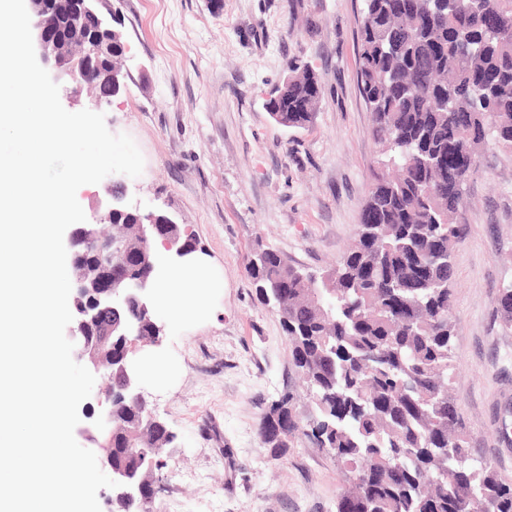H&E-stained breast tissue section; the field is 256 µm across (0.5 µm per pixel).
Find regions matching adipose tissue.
Listing matches in <instances>:
<instances>
[{"instance_id": "adipose-tissue-1", "label": "adipose tissue", "mask_w": 512, "mask_h": 512, "mask_svg": "<svg viewBox=\"0 0 512 512\" xmlns=\"http://www.w3.org/2000/svg\"><path fill=\"white\" fill-rule=\"evenodd\" d=\"M153 312L173 329L205 319L212 313L210 300L224 282L210 259L193 252L173 258L162 242H155Z\"/></svg>"}]
</instances>
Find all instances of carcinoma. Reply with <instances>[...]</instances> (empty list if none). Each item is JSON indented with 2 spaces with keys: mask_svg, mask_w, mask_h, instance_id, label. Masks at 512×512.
Segmentation results:
<instances>
[{
  "mask_svg": "<svg viewBox=\"0 0 512 512\" xmlns=\"http://www.w3.org/2000/svg\"><path fill=\"white\" fill-rule=\"evenodd\" d=\"M356 75L378 158L355 243L319 273L262 244L248 263L312 403L303 421L282 396L258 436L275 457L301 436L325 449L348 480L336 512H512V486L466 446L448 379L457 216L473 172L448 157L512 152V0H361ZM321 98L315 71L298 66L268 109L307 128ZM135 223L112 221L131 250ZM498 306L512 329V281ZM147 409L114 402V462L146 467L133 449ZM152 440L162 480L166 444Z\"/></svg>",
  "mask_w": 512,
  "mask_h": 512,
  "instance_id": "carcinoma-1",
  "label": "carcinoma"
}]
</instances>
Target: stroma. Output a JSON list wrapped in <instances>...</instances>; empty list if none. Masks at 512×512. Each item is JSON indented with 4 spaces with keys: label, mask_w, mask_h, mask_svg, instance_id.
I'll use <instances>...</instances> for the list:
<instances>
[{
    "label": "stroma",
    "mask_w": 512,
    "mask_h": 512,
    "mask_svg": "<svg viewBox=\"0 0 512 512\" xmlns=\"http://www.w3.org/2000/svg\"><path fill=\"white\" fill-rule=\"evenodd\" d=\"M128 47L126 89L102 106L133 138L141 176L119 175L127 201L169 213L214 261L224 290L212 315L165 332L171 370L143 382L175 433L152 512H336L347 481L307 438L274 458L257 435L271 404L311 403L274 310L247 272L256 243L311 271L356 237L377 148L357 85L361 0H110ZM322 88L313 125L289 129L266 109L292 66ZM452 284L455 357L448 371L467 446L512 484V330L498 290L512 280V153L483 151L467 184Z\"/></svg>",
    "instance_id": "obj_1"
}]
</instances>
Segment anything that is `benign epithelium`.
I'll list each match as a JSON object with an SVG mask.
<instances>
[{
    "label": "benign epithelium",
    "instance_id": "benign-epithelium-1",
    "mask_svg": "<svg viewBox=\"0 0 512 512\" xmlns=\"http://www.w3.org/2000/svg\"><path fill=\"white\" fill-rule=\"evenodd\" d=\"M66 4L60 34L52 36L49 27L58 2ZM30 19L33 43L41 62L56 71L59 81L69 83L72 92L88 91L94 105L101 107L111 102L121 86L126 73L120 67L100 71L89 80L84 63L112 51V40L120 39L113 29V14L108 0H30ZM96 21L107 38L99 39L89 32L90 21ZM109 199L98 219V224L112 223V213L123 205V191L107 187ZM145 223L140 225L145 246L134 263L141 266L156 265L153 244L160 240L167 250L181 257L184 245L172 232L175 221L160 211L144 212ZM70 264L75 271L76 296L73 320L68 327V337L74 343L73 355L91 372L107 379L118 374L122 378L119 394L144 402V392L139 378L127 368L129 353L138 342L148 339L141 336L142 324L134 320H121L126 307L136 304L151 312V288L143 281L129 284V275L122 268L129 264L125 245L110 235L100 233L97 224L76 226L70 235ZM109 314L106 329L100 339H92V328L103 314ZM105 405L94 421L80 429V433L98 444L97 461L100 469L119 483L112 489L114 496L134 500L141 492L145 477L141 471L113 463L112 457V388L103 389Z\"/></svg>",
    "mask_w": 512,
    "mask_h": 512
}]
</instances>
